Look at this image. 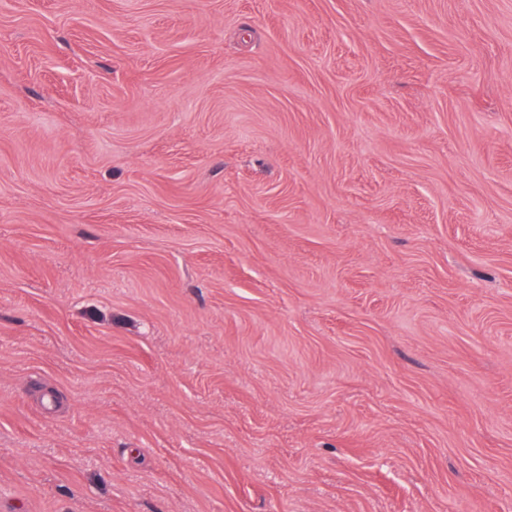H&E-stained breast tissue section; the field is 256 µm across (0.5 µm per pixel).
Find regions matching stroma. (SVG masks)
I'll list each match as a JSON object with an SVG mask.
<instances>
[{
    "instance_id": "1",
    "label": "stroma",
    "mask_w": 512,
    "mask_h": 512,
    "mask_svg": "<svg viewBox=\"0 0 512 512\" xmlns=\"http://www.w3.org/2000/svg\"><path fill=\"white\" fill-rule=\"evenodd\" d=\"M0 512H512V0H0Z\"/></svg>"
}]
</instances>
